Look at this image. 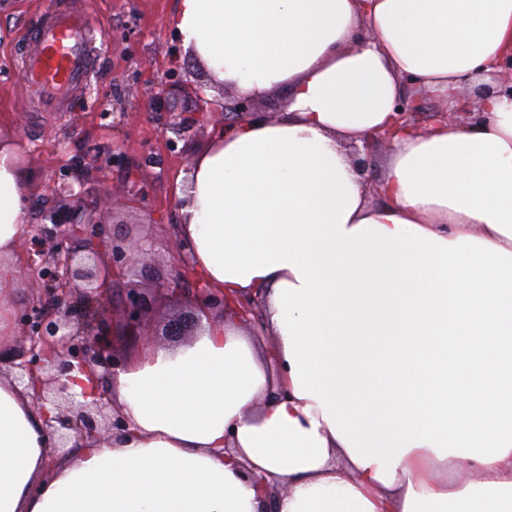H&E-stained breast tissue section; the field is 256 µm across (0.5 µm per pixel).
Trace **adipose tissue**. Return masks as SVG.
I'll use <instances>...</instances> for the list:
<instances>
[{"instance_id": "obj_1", "label": "adipose tissue", "mask_w": 512, "mask_h": 512, "mask_svg": "<svg viewBox=\"0 0 512 512\" xmlns=\"http://www.w3.org/2000/svg\"><path fill=\"white\" fill-rule=\"evenodd\" d=\"M168 24L212 79L286 95L177 189L196 271L263 295L280 369L231 321L135 347L128 431L69 455L0 375V512H512V102L462 93L512 52V0H179ZM408 89L482 119L396 132L369 190L347 148ZM29 232L0 139L2 351Z\"/></svg>"}]
</instances>
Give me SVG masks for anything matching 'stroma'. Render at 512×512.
I'll use <instances>...</instances> for the list:
<instances>
[{
    "mask_svg": "<svg viewBox=\"0 0 512 512\" xmlns=\"http://www.w3.org/2000/svg\"><path fill=\"white\" fill-rule=\"evenodd\" d=\"M58 7L84 16L94 35V61L90 78L67 94L63 111L50 112L31 98L23 70L37 49L35 32ZM175 8L176 0H0V134L21 145L32 229L49 233V212L60 203L57 187L67 180L72 158L81 156L88 163L81 180L89 220H99L96 196L108 192L116 201L111 237H145L154 256L112 288V339L121 351L139 343L123 325L130 285L175 283L174 292L151 303L158 324L187 308L193 282L177 280L181 259L169 234L180 221L176 189L224 124L223 113L204 111L202 101L223 98L225 89L211 83L168 25ZM161 86L173 91L171 110L148 111V92ZM184 114L199 120L175 138L164 136Z\"/></svg>",
    "mask_w": 512,
    "mask_h": 512,
    "instance_id": "stroma-1",
    "label": "stroma"
}]
</instances>
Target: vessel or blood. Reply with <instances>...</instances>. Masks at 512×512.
Returning a JSON list of instances; mask_svg holds the SVG:
<instances>
[{"instance_id":"1","label":"vessel or blood","mask_w":512,"mask_h":512,"mask_svg":"<svg viewBox=\"0 0 512 512\" xmlns=\"http://www.w3.org/2000/svg\"><path fill=\"white\" fill-rule=\"evenodd\" d=\"M24 72L34 92L48 96L83 82L89 70L85 51V29L81 20L63 16L47 28Z\"/></svg>"}]
</instances>
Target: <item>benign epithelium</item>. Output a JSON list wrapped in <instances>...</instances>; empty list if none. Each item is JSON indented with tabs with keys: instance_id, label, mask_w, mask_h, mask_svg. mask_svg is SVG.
Instances as JSON below:
<instances>
[{
	"instance_id": "benign-epithelium-1",
	"label": "benign epithelium",
	"mask_w": 512,
	"mask_h": 512,
	"mask_svg": "<svg viewBox=\"0 0 512 512\" xmlns=\"http://www.w3.org/2000/svg\"><path fill=\"white\" fill-rule=\"evenodd\" d=\"M498 67L501 80L494 87H478L477 98L493 93L512 101V54L503 57ZM427 97L428 93L422 92L418 97L404 98L398 120L415 123V114ZM221 111L235 112L239 120L266 118L265 113L255 110L253 99L243 95L225 100ZM388 139L385 133L377 134L364 140L362 146L353 147L356 170L371 185L375 181L366 177L371 150ZM59 193L64 204L50 215V235L32 234L20 243V250L28 255L48 254L39 265L24 271L39 289L18 322L19 337L30 342L28 359L17 363L11 357L0 356V373L3 366H8L14 383L32 390L34 408L41 409L48 402L55 407L56 414L48 420V426L57 439L55 449L64 454L73 437L94 441L127 430V419L103 389V380L124 364V355L114 348L109 332L110 288L114 276L126 267L147 263L151 255L145 240L128 237L112 240L109 259H102L101 246L107 245L103 225L76 220L70 200L81 194L75 193L72 186H60ZM74 238L83 241L85 255L70 249L69 242ZM146 297L144 288L128 289L124 321L142 342L154 343L159 331L146 318ZM192 304L194 313L167 324L165 335L180 336L190 327H201L199 311L203 308L227 312L253 326L259 320L258 297L230 298L222 289L199 279L195 280ZM74 372L87 375L91 389L71 391V384L77 381L72 376Z\"/></svg>"
}]
</instances>
